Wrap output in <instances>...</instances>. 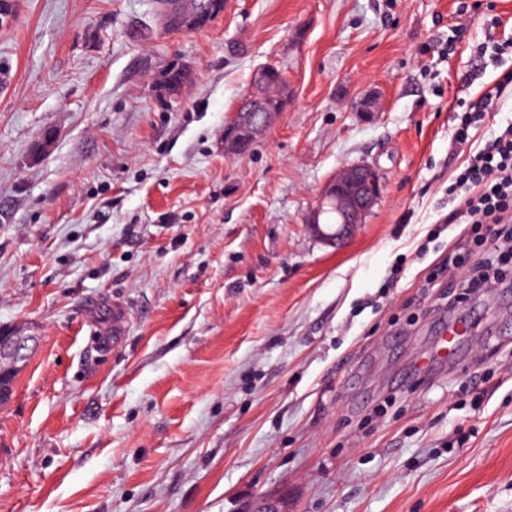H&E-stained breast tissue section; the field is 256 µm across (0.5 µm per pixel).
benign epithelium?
Here are the masks:
<instances>
[{
	"mask_svg": "<svg viewBox=\"0 0 512 512\" xmlns=\"http://www.w3.org/2000/svg\"><path fill=\"white\" fill-rule=\"evenodd\" d=\"M163 28L192 30L209 23V11L184 5L182 0H168L160 12ZM279 70L274 66L262 68L254 81L253 90L246 95L230 121L224 125V155L232 158L244 154L260 138L277 113L288 105V89L275 76ZM276 86L275 99L263 94V90ZM382 195V182L377 169L359 163L342 167L331 178L321 192L318 204L306 219V228L311 235L327 245L340 246L352 235L354 227L363 223L365 217ZM336 209L339 220L325 224L322 216L325 208ZM29 337L18 333L0 334V360L10 358L27 347Z\"/></svg>",
	"mask_w": 512,
	"mask_h": 512,
	"instance_id": "7a95c632",
	"label": "benign epithelium"
}]
</instances>
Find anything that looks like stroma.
<instances>
[{"label":"stroma","instance_id":"1","mask_svg":"<svg viewBox=\"0 0 512 512\" xmlns=\"http://www.w3.org/2000/svg\"><path fill=\"white\" fill-rule=\"evenodd\" d=\"M507 37L512 0H224L175 33L155 0H16L0 332L37 343L0 406V512H512V288L427 285L461 237L449 185L512 122L509 87L452 145ZM269 65L288 106L225 157ZM360 162L382 196L326 245L306 218ZM116 302L122 343L92 347ZM466 332L465 324L457 323L449 325L448 328L444 329L439 338L438 345V358H447L449 354L453 352L455 346L461 336H464Z\"/></svg>","mask_w":512,"mask_h":512}]
</instances>
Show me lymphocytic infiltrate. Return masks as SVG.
I'll return each instance as SVG.
<instances>
[{"label":"lymphocytic infiltrate","mask_w":512,"mask_h":512,"mask_svg":"<svg viewBox=\"0 0 512 512\" xmlns=\"http://www.w3.org/2000/svg\"><path fill=\"white\" fill-rule=\"evenodd\" d=\"M455 190L464 202L455 217L468 230L463 252L448 262L449 287L481 292L506 285L493 257L512 254V124L470 160L457 176ZM462 262L469 269L460 281L454 272Z\"/></svg>","instance_id":"1"}]
</instances>
